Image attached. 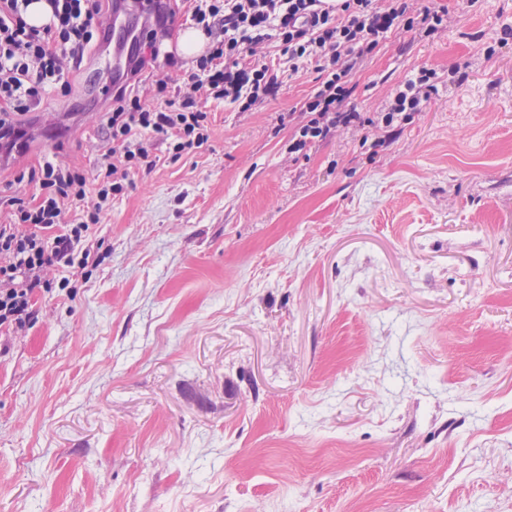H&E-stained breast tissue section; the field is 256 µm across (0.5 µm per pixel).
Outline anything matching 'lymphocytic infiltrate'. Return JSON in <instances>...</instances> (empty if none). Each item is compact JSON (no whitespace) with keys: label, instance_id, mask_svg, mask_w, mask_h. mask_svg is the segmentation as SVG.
Instances as JSON below:
<instances>
[{"label":"lymphocytic infiltrate","instance_id":"f902f5d3","mask_svg":"<svg viewBox=\"0 0 512 512\" xmlns=\"http://www.w3.org/2000/svg\"><path fill=\"white\" fill-rule=\"evenodd\" d=\"M32 0H0V147L16 148L25 130L21 118L49 94L71 91L70 75L80 68L100 37L107 0H45L49 23L34 27L25 19ZM159 26L186 9L191 21L211 40L195 56L182 84L165 80L138 87L136 71L163 61L157 29L134 40V71L112 85V109L106 117L107 159L97 173L95 191L75 167L44 159L40 167L20 171L18 181L37 184L31 200L7 199L10 219L0 224V339L24 335L35 323L38 289L66 291L71 279L91 273L100 263L102 242L95 236L100 213L122 194L130 171L156 168L154 141L168 142L173 157L196 151L211 135L201 98L227 101L249 111L278 91V76L267 63L262 44H278L291 70L312 65L318 86L292 127L288 151L306 154L338 128L374 133L412 120L430 99L436 73L428 68L390 95L386 111L370 117L350 108L351 79L374 56L380 42L397 28L427 39L448 25V11L415 0H139ZM151 104H144L143 96ZM78 218L68 220L74 205ZM64 277L50 282V268Z\"/></svg>","mask_w":512,"mask_h":512}]
</instances>
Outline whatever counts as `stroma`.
Masks as SVG:
<instances>
[{"mask_svg":"<svg viewBox=\"0 0 512 512\" xmlns=\"http://www.w3.org/2000/svg\"><path fill=\"white\" fill-rule=\"evenodd\" d=\"M438 2L353 78L370 115L437 72L384 145L289 154L316 75L269 45L274 97L204 102L206 145L130 173L99 266L0 352V512H512V0ZM105 49L23 166L94 176Z\"/></svg>","mask_w":512,"mask_h":512,"instance_id":"stroma-1","label":"stroma"}]
</instances>
